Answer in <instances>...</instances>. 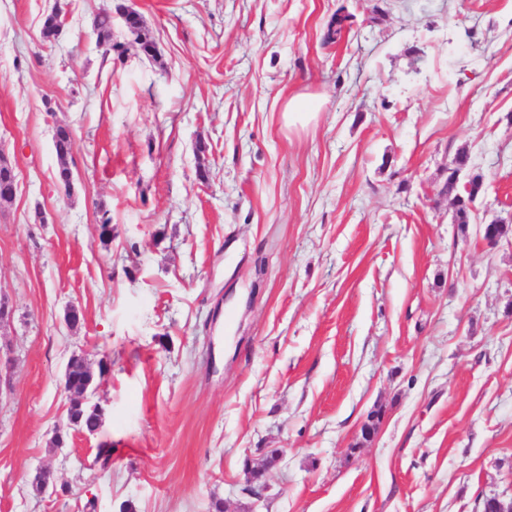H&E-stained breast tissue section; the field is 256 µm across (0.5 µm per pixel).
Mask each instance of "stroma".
<instances>
[{
	"mask_svg": "<svg viewBox=\"0 0 512 512\" xmlns=\"http://www.w3.org/2000/svg\"><path fill=\"white\" fill-rule=\"evenodd\" d=\"M108 2L0 0V151L18 179L0 205V512L512 498V234L479 232L512 223V0H123L151 60L118 18L112 55L97 48ZM57 4L67 29L46 44ZM296 95L308 126L283 122ZM462 149L484 181L464 233L441 193ZM75 354L110 364L94 435L67 425ZM273 448L251 495L243 462ZM40 468L60 495L33 491ZM123 17L125 27L134 37L133 42L137 45L140 54L147 59H153L156 53V43L142 17L138 13H124ZM53 140L56 155L60 160V166L55 177L56 183L65 192H69L73 172L68 165L67 159L70 157L74 147L72 132L65 126H58Z\"/></svg>",
	"mask_w": 512,
	"mask_h": 512,
	"instance_id": "stroma-1",
	"label": "stroma"
}]
</instances>
